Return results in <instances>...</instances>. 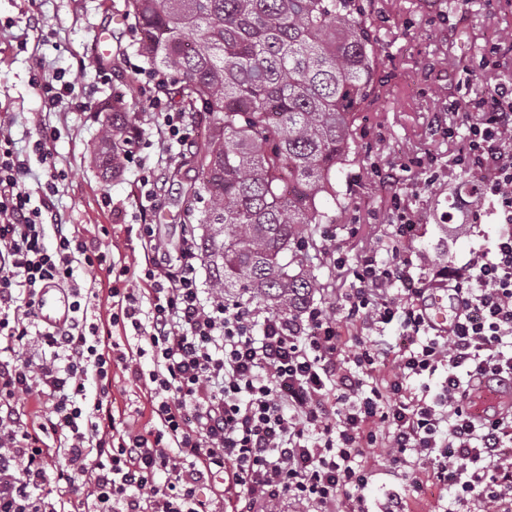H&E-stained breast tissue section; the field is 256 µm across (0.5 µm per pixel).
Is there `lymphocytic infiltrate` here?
<instances>
[{
    "mask_svg": "<svg viewBox=\"0 0 512 512\" xmlns=\"http://www.w3.org/2000/svg\"><path fill=\"white\" fill-rule=\"evenodd\" d=\"M457 141L455 166L477 177L496 200L502 230L472 253L460 273L449 267L414 281L406 248L416 224L409 194L392 172L397 230L383 261L377 250L355 261L326 246L352 288L339 316L307 304L269 313L239 301L204 304L195 239L183 235L179 271L152 225L141 227L148 262L134 287L109 290L104 321L79 313L98 296L78 283L77 267L129 276L108 253L55 223L62 172L51 164L49 133L34 151L48 164L39 200L25 185L29 160L0 137V512H213L206 492L238 488L234 512H369L362 495L372 471L363 457L381 448L412 464L471 512H512V406L475 411L481 387L512 390V80L448 102L436 119ZM54 231L55 249L44 237ZM406 286L395 296V283ZM56 285L71 295L74 316L41 324L37 299ZM447 291V329L429 319L431 288ZM395 323L399 349L381 337ZM136 336L135 356L110 346L113 327ZM355 330L345 355L343 327ZM150 356L152 370L137 360ZM121 362L150 393L154 429L115 439L110 372ZM437 390L414 383L436 372ZM100 399L84 406L88 378ZM51 402L40 415L21 395ZM61 453L64 467L51 465ZM166 482H159V475ZM63 486L69 501L46 487Z\"/></svg>",
    "mask_w": 512,
    "mask_h": 512,
    "instance_id": "1",
    "label": "lymphocytic infiltrate"
}]
</instances>
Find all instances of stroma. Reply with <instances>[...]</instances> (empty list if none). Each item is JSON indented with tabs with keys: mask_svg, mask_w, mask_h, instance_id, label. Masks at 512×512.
<instances>
[{
	"mask_svg": "<svg viewBox=\"0 0 512 512\" xmlns=\"http://www.w3.org/2000/svg\"><path fill=\"white\" fill-rule=\"evenodd\" d=\"M44 19L28 28L31 14ZM374 27L382 38L383 65L375 97L355 122L349 160L336 175V195L320 200L333 221L320 230L334 237L338 251L355 258L381 247L395 230L389 200L375 169L393 171L406 187L418 224L409 242L415 255L433 267L449 259L464 263L472 251L490 246L501 226L492 197L473 200L469 175L451 165L454 141L442 138L433 120L446 112L448 100L479 91L475 77L487 44L512 32V0H374ZM127 0H0V117L11 115L6 133L29 154L26 185L39 197L44 168L32 149L43 128L55 130L52 153L65 178L56 204L86 238L108 237L114 258L135 269L145 266L139 227L153 224L159 239L177 251L184 234L187 180L169 179L187 144L161 140L150 115L153 84H131L128 75L143 59ZM107 77H99L96 61ZM77 76L70 97L55 110L43 106L44 86L57 72ZM123 103L140 137L134 158L115 176L105 177L102 158L92 153L101 121L112 104ZM433 155L448 173L427 183L419 170L403 169L412 156ZM154 170L158 188L145 200L144 171ZM324 285L315 302L339 310L351 278L335 269L324 250H309L304 261ZM112 408L144 433L156 423L148 394L122 366L112 368ZM416 474L379 460L363 496L376 508L387 495L400 496L411 512H436L442 498L432 485L415 494Z\"/></svg>",
	"mask_w": 512,
	"mask_h": 512,
	"instance_id": "obj_1",
	"label": "stroma"
}]
</instances>
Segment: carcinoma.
Listing matches in <instances>:
<instances>
[{"label": "carcinoma", "instance_id": "obj_1", "mask_svg": "<svg viewBox=\"0 0 512 512\" xmlns=\"http://www.w3.org/2000/svg\"><path fill=\"white\" fill-rule=\"evenodd\" d=\"M150 69L207 134L191 145L186 189L197 247L216 294L296 311L321 285L306 248L332 216L356 113L382 66L359 0H128ZM102 142L125 165L127 116L104 113Z\"/></svg>", "mask_w": 512, "mask_h": 512}]
</instances>
